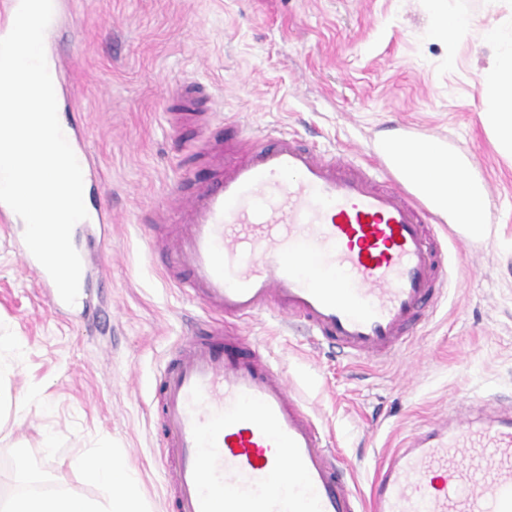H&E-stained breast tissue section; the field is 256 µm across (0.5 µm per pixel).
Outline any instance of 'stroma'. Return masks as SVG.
Masks as SVG:
<instances>
[{"instance_id":"35a3bbf8","label":"stroma","mask_w":512,"mask_h":512,"mask_svg":"<svg viewBox=\"0 0 512 512\" xmlns=\"http://www.w3.org/2000/svg\"><path fill=\"white\" fill-rule=\"evenodd\" d=\"M441 6L470 28L436 39L426 0H73L56 50L77 77L70 110L101 175L87 203L112 211L89 288L112 332L56 310L0 230V337L20 341L0 351V494L26 491L14 467L23 448L41 488L105 500L106 487L69 466L100 453L128 463L144 512H168L156 380L210 325L151 248L173 230L154 210L212 176L195 103L166 96L184 78L212 98L213 142L236 126L358 160L413 127L447 141L490 188L488 235L448 225L447 296L389 362L346 361L270 311L229 328L270 355L360 494L430 423L490 397L512 405V155L481 118L482 32L512 15V0Z\"/></svg>"}]
</instances>
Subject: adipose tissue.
I'll list each match as a JSON object with an SVG mask.
<instances>
[{
    "mask_svg": "<svg viewBox=\"0 0 512 512\" xmlns=\"http://www.w3.org/2000/svg\"><path fill=\"white\" fill-rule=\"evenodd\" d=\"M484 39L495 49V61L484 72L488 97L483 119L497 133L502 147L512 152V23L486 28ZM71 465L91 480L108 486L105 502L66 492H24L0 504V512H139L127 466L105 456L79 457Z\"/></svg>",
    "mask_w": 512,
    "mask_h": 512,
    "instance_id": "1",
    "label": "adipose tissue"
}]
</instances>
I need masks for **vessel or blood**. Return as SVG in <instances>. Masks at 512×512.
I'll use <instances>...</instances> for the list:
<instances>
[{
	"mask_svg": "<svg viewBox=\"0 0 512 512\" xmlns=\"http://www.w3.org/2000/svg\"><path fill=\"white\" fill-rule=\"evenodd\" d=\"M64 135L84 184L97 173L85 136ZM443 141L413 136L363 162L329 157L292 136L244 139L240 158L175 198L167 245L173 278L218 321L180 346L157 382L159 450L172 512H512V410L458 415L395 449L368 497L328 448L323 429L270 358L241 352L224 323L271 310L354 360H386L446 294L448 244L436 183L412 177L398 152ZM96 207L72 240L111 223ZM15 247L57 309L65 304L23 239ZM288 484H277L280 475Z\"/></svg>",
	"mask_w": 512,
	"mask_h": 512,
	"instance_id": "b4317fda",
	"label": "vessel or blood"
}]
</instances>
